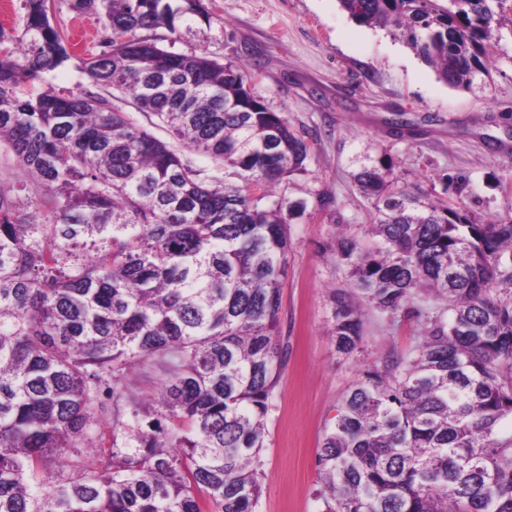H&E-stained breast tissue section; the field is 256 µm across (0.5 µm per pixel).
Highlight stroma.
I'll return each mask as SVG.
<instances>
[{"instance_id": "1", "label": "stroma", "mask_w": 512, "mask_h": 512, "mask_svg": "<svg viewBox=\"0 0 512 512\" xmlns=\"http://www.w3.org/2000/svg\"><path fill=\"white\" fill-rule=\"evenodd\" d=\"M51 2L50 19L74 58L44 73L35 89L111 96L77 62L107 45L111 29L94 9H75V0ZM169 2L180 11L177 29H155L158 45L243 67L255 95L310 146L301 171L278 188L295 206L281 290L287 356L261 452L260 512H320L317 454L337 406L368 366L389 353L408 355L422 334L416 318L391 320L369 309L360 349L349 356L336 349L331 292L353 286L336 236L344 231L363 247L374 243V204L354 176L362 166L384 164L398 186L462 204L475 222L512 217V158L505 154L512 147V24L494 32L489 75L463 89L440 81L400 36L357 24L338 0H203L205 20L188 0ZM111 98L138 125L170 140L129 98ZM399 108L414 122L413 135H392L387 120Z\"/></svg>"}]
</instances>
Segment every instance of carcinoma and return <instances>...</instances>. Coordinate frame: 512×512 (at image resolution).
I'll return each mask as SVG.
<instances>
[{"mask_svg": "<svg viewBox=\"0 0 512 512\" xmlns=\"http://www.w3.org/2000/svg\"><path fill=\"white\" fill-rule=\"evenodd\" d=\"M47 2L25 0L17 47L0 48V142L47 188L29 210L27 183L0 184V512H259L286 355L292 205L277 187L308 144L241 67L138 35L176 31L167 0H76L114 34L79 68L238 181H213L106 97L26 90L71 59ZM507 2L338 0L406 33L457 88L489 71ZM390 175L356 174L376 244L338 235L353 288L332 293L333 336L354 353L366 305L420 317L424 334L347 391L314 498L321 512H512V220L477 224ZM148 361L166 376L154 405L129 387Z\"/></svg>", "mask_w": 512, "mask_h": 512, "instance_id": "obj_1", "label": "carcinoma"}]
</instances>
